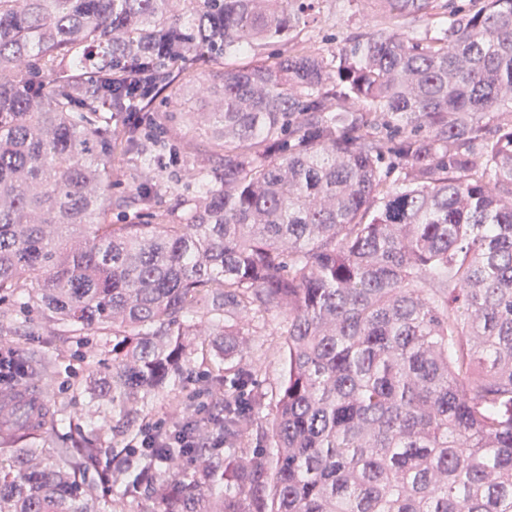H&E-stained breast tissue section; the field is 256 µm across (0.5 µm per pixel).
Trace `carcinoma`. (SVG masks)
Listing matches in <instances>:
<instances>
[{"label":"carcinoma","mask_w":512,"mask_h":512,"mask_svg":"<svg viewBox=\"0 0 512 512\" xmlns=\"http://www.w3.org/2000/svg\"><path fill=\"white\" fill-rule=\"evenodd\" d=\"M323 2L0 0V328L27 311L67 346L112 336L84 357L110 442L37 400L65 350L16 352L0 512H512V0L436 36L399 28L441 0H364L388 27L338 53L299 40ZM200 60L224 169L198 167L179 211L144 181L139 220L112 222V155L153 170L151 115L179 116ZM281 311L264 446L185 447L243 441L264 399L225 391L228 360L247 317ZM206 343L209 414L186 402L156 447L112 445Z\"/></svg>","instance_id":"cac0c4a2"}]
</instances>
